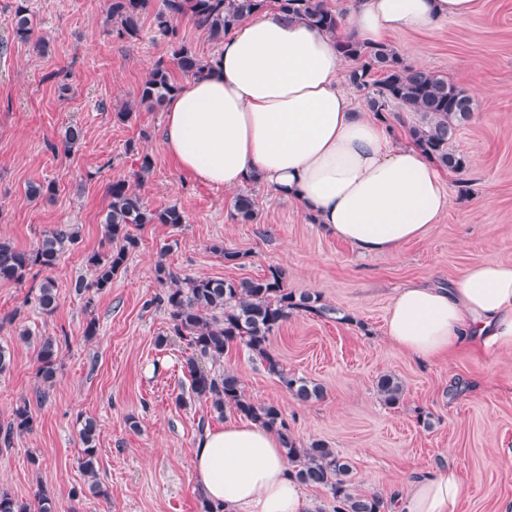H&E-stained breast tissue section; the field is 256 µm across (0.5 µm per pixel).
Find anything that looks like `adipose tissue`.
<instances>
[{
	"instance_id": "ef3b65f1",
	"label": "adipose tissue",
	"mask_w": 512,
	"mask_h": 512,
	"mask_svg": "<svg viewBox=\"0 0 512 512\" xmlns=\"http://www.w3.org/2000/svg\"><path fill=\"white\" fill-rule=\"evenodd\" d=\"M477 0H351L329 31L280 10L239 21L214 68L167 100L160 132L167 154L196 180L227 190L257 181L299 203L359 255L391 254L424 237L450 199L439 168L389 127L359 112L339 83V41L380 44L472 14ZM387 341L420 362L479 345L512 353V263L469 266L449 286L410 283L393 296ZM197 485L225 512H312L289 473L281 440L231 420L196 442ZM454 464L417 474L393 512H453Z\"/></svg>"
}]
</instances>
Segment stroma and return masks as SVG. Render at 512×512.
I'll use <instances>...</instances> for the list:
<instances>
[{
	"instance_id": "35a3bbf8",
	"label": "stroma",
	"mask_w": 512,
	"mask_h": 512,
	"mask_svg": "<svg viewBox=\"0 0 512 512\" xmlns=\"http://www.w3.org/2000/svg\"><path fill=\"white\" fill-rule=\"evenodd\" d=\"M46 54L14 40L16 0H0V239L35 246L41 233L78 227L76 247L49 275L59 306L44 313L31 282L0 281V347L11 355L0 374V427L29 404L30 431L0 444V486L34 502L38 489L57 512H201L192 453L202 428L223 427L190 392L184 340L169 333V315L151 300L164 286L155 267L179 277L239 279L286 272L294 293L319 294L339 317L296 313L272 336L283 368L319 383L324 397L301 402L281 387L249 351L237 347L207 367L234 371L248 398L279 405L299 443L313 440L348 457L357 491L391 500L420 471L453 462L462 492L453 512H496L512 498V355L491 358L479 347L420 363L386 340L385 318L397 288L448 285L469 265L512 262V0H481L469 17L424 33H397L389 45L414 67L447 76L467 92L484 89L452 148L466 166L447 172L450 207L422 240L391 255H358L327 234L297 202L252 185L259 215L234 216L235 192L197 181L177 167L160 140L164 110L140 103L139 90L157 63L175 83L186 75L173 45L145 27L139 40L118 38L108 0H28ZM134 106L128 121L115 109ZM82 129L72 150L68 126ZM153 168L137 179L139 157ZM130 181L151 208L178 205L183 224L134 227L137 247L111 288L93 298L76 294L90 278L87 254L110 245L102 219L113 181ZM51 182L52 197L29 200V183ZM237 251L240 264L225 262ZM94 335H87V325ZM32 334L30 342L18 336ZM67 336L48 397L35 401L40 339ZM166 344H159V337ZM404 384L399 405H384L379 376ZM99 424V478L106 497H72L86 485L80 467V419ZM432 427H424V419Z\"/></svg>"
}]
</instances>
